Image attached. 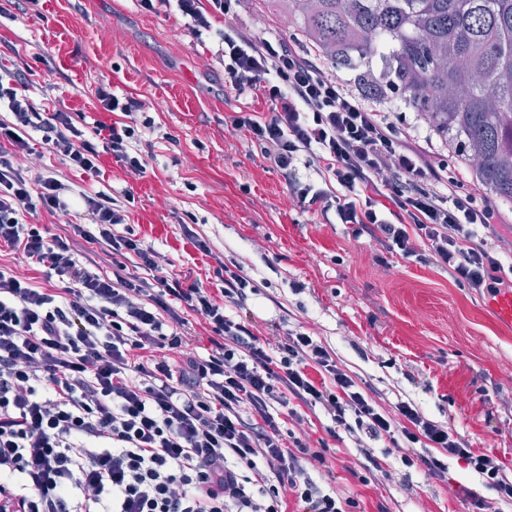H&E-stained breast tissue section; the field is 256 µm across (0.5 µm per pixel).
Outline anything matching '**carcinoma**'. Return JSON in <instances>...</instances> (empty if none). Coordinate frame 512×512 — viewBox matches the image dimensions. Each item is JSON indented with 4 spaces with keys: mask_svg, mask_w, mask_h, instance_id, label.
I'll return each mask as SVG.
<instances>
[{
    "mask_svg": "<svg viewBox=\"0 0 512 512\" xmlns=\"http://www.w3.org/2000/svg\"><path fill=\"white\" fill-rule=\"evenodd\" d=\"M289 27L387 104L396 87L430 135L512 204V0H288Z\"/></svg>",
    "mask_w": 512,
    "mask_h": 512,
    "instance_id": "carcinoma-1",
    "label": "carcinoma"
}]
</instances>
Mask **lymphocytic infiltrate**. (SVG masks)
I'll return each mask as SVG.
<instances>
[{
  "label": "lymphocytic infiltrate",
  "mask_w": 512,
  "mask_h": 512,
  "mask_svg": "<svg viewBox=\"0 0 512 512\" xmlns=\"http://www.w3.org/2000/svg\"><path fill=\"white\" fill-rule=\"evenodd\" d=\"M139 5L176 7L197 39L223 19L216 54L226 88L259 92L269 105L268 116L240 110L231 124L261 146L300 205L412 262L447 268L478 295L512 292V266L481 235L503 223L499 206L434 165L401 114L356 94L295 39L238 26L241 0ZM95 96L122 120L90 124L82 112L46 109L20 73L0 74V245L64 283L38 288L0 265V512H350L356 500L325 493L308 472L324 464V451L287 445L280 414L294 399L324 409L329 436L401 437L410 449L404 466L441 480L454 457L482 489L512 500V478L496 457L412 403L380 408L309 334L258 336L241 315L256 292L246 273L225 269L217 295L169 280L160 254L122 232L128 215L111 195L14 165L37 137L67 169L98 172L106 153L143 173L132 145L154 118L110 84ZM303 162L318 181L300 177ZM41 211L83 213L87 224L73 232L113 256L111 275L90 272L69 239L34 223ZM126 254L139 271L120 263ZM186 309L219 337L208 356L190 350ZM163 348L182 351L181 363L156 357ZM424 446L435 455L421 454Z\"/></svg>",
  "instance_id": "obj_1"
}]
</instances>
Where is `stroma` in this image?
Instances as JSON below:
<instances>
[{
	"instance_id": "obj_1",
	"label": "stroma",
	"mask_w": 512,
	"mask_h": 512,
	"mask_svg": "<svg viewBox=\"0 0 512 512\" xmlns=\"http://www.w3.org/2000/svg\"><path fill=\"white\" fill-rule=\"evenodd\" d=\"M223 22L194 38L176 11L141 10L136 0H0V72L24 71L32 95L88 120L111 122L98 83L142 101L156 128L135 149L144 174L104 156L99 173L68 172L75 190L104 191L126 206L128 232L160 253L170 275L222 288L221 265L243 268L257 286L248 312L268 339L303 327L362 381L384 408L414 403L450 425L470 447L495 455L512 475V328L485 309V297L456 286L445 268L389 252L349 225L322 223L289 195L282 174L245 133L234 112L252 93H225L224 63L213 54ZM396 111L435 162L464 184L457 156L430 139L415 112ZM191 226L209 244L197 250ZM286 427L310 448L328 441L312 477L324 492L358 499V512H467L464 489L482 481L449 460L446 481L428 479L388 452V440H329L321 407L298 405ZM380 469L363 471L364 450Z\"/></svg>"
}]
</instances>
